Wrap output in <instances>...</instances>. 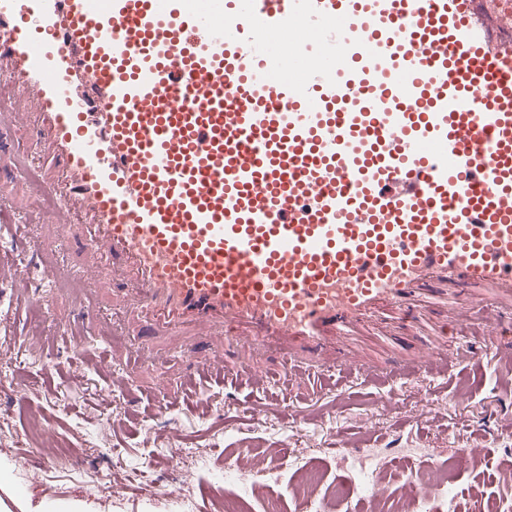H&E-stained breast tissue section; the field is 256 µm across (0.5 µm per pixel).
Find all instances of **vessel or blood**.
<instances>
[{
	"label": "vessel or blood",
	"mask_w": 512,
	"mask_h": 512,
	"mask_svg": "<svg viewBox=\"0 0 512 512\" xmlns=\"http://www.w3.org/2000/svg\"><path fill=\"white\" fill-rule=\"evenodd\" d=\"M469 0H0V81L32 89L40 195L156 330L347 365L357 319L512 303V43ZM342 20L313 88L270 37ZM362 29L364 38L351 37ZM448 374L438 345L396 370ZM264 386L245 364L193 382Z\"/></svg>",
	"instance_id": "b4317fda"
}]
</instances>
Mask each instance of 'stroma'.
<instances>
[{"instance_id": "stroma-1", "label": "stroma", "mask_w": 512, "mask_h": 512, "mask_svg": "<svg viewBox=\"0 0 512 512\" xmlns=\"http://www.w3.org/2000/svg\"><path fill=\"white\" fill-rule=\"evenodd\" d=\"M35 95L20 97L12 117L0 116V153L15 164L0 167V240L18 247L25 238L40 237L46 257L57 266L47 303L34 307L24 293L38 289V280L16 279L0 265V361L10 363L7 379L23 382L24 400L0 395V512H41L52 497L59 512H215V461L224 451L249 458L273 446L298 450L315 461L337 488L357 480L393 476L392 490L403 467L447 460L461 449L484 457L480 470L459 468L451 489L460 512H475L490 497L512 496V481H502L497 468L512 461V448L501 442L512 432V389L498 379L494 359L470 372L462 348L479 340L478 328L447 331L443 351L448 376L424 380L411 375L397 380L395 397L386 411L376 401L387 398L370 378L368 363L356 364L340 390L326 389L303 398L281 392L285 361L275 351L235 338L193 340L177 331L155 333L149 324L132 320L122 297L114 293L112 274L103 260L60 239L51 226L53 210L43 196L25 191L20 176L28 163L39 162V149L29 138V124L38 112ZM93 305L110 322L109 339L84 322L78 340L90 354L139 351L142 363L124 373L123 387L111 377L78 363L70 342L56 335L53 316L77 313ZM350 349L381 358L409 348L402 335H388L371 324L348 341ZM230 355L248 361L268 376L265 392L209 381L197 389L183 388L186 367ZM180 392L169 413L155 414L154 395ZM294 405L305 417L304 435L285 413ZM449 406L453 418L423 425L426 407ZM40 412L55 424L56 441L77 453V464L52 459L27 436L30 414ZM178 429L179 446L200 455L199 479L191 492L179 486L175 469L158 467L169 453V434ZM359 439L355 452L337 454L334 434ZM123 488L122 496L90 494V484ZM167 486L165 497H148L147 486Z\"/></svg>"}]
</instances>
